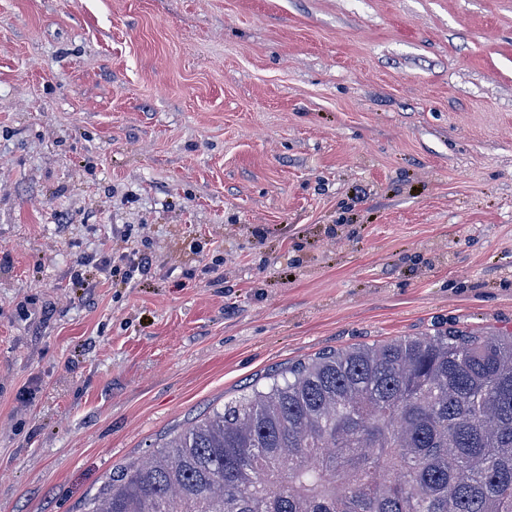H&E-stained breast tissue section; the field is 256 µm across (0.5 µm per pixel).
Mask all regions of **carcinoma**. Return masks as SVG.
I'll return each instance as SVG.
<instances>
[{"instance_id": "carcinoma-1", "label": "carcinoma", "mask_w": 512, "mask_h": 512, "mask_svg": "<svg viewBox=\"0 0 512 512\" xmlns=\"http://www.w3.org/2000/svg\"><path fill=\"white\" fill-rule=\"evenodd\" d=\"M81 512H512V334L290 366L113 474Z\"/></svg>"}]
</instances>
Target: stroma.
I'll list each match as a JSON object with an SVG mask.
<instances>
[{
	"label": "stroma",
	"mask_w": 512,
	"mask_h": 512,
	"mask_svg": "<svg viewBox=\"0 0 512 512\" xmlns=\"http://www.w3.org/2000/svg\"><path fill=\"white\" fill-rule=\"evenodd\" d=\"M449 330L512 333V0H0V512ZM135 252L132 257L127 252H122L118 256L112 255V275L121 273L126 279H133L136 273L144 274L149 269V261L146 257L137 256Z\"/></svg>",
	"instance_id": "obj_1"
}]
</instances>
